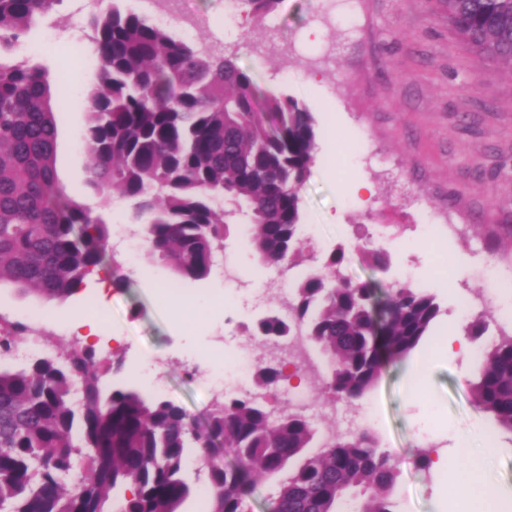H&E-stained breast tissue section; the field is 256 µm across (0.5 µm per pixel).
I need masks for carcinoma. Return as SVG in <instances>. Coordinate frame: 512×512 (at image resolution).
<instances>
[{
  "mask_svg": "<svg viewBox=\"0 0 512 512\" xmlns=\"http://www.w3.org/2000/svg\"><path fill=\"white\" fill-rule=\"evenodd\" d=\"M56 0H0V283L64 301L112 259L109 224L58 185L56 135L66 98L52 101L43 68L14 62V46ZM456 33L512 73V0H445ZM88 27L96 75L84 145L94 164L86 184L104 203H125L149 252L179 279H206L230 225L252 226L258 262L279 265L302 250L300 190L315 160L313 113L262 90L231 59L173 37L149 17L109 0ZM338 249L298 280L289 314H273L254 336H304L331 359L326 389L362 397L384 369L430 336L441 308L410 284H355ZM24 327L0 329V356ZM476 404L512 432V336L480 350ZM35 356L0 370V512H178L191 492L190 450L224 439L238 462L207 461L210 512H250L255 473L283 475L272 512H338L350 493L359 512H395L394 458L367 431L333 436L311 453L316 431L300 414L273 417L248 392L227 395L208 415L207 436L187 412L135 386L112 387V361L91 347ZM266 385L281 366L260 365ZM300 464L287 469L290 460ZM83 473L80 492L67 474Z\"/></svg>",
  "mask_w": 512,
  "mask_h": 512,
  "instance_id": "cac0c4a2",
  "label": "carcinoma"
}]
</instances>
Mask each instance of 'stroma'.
I'll return each mask as SVG.
<instances>
[{
    "instance_id": "1",
    "label": "stroma",
    "mask_w": 512,
    "mask_h": 512,
    "mask_svg": "<svg viewBox=\"0 0 512 512\" xmlns=\"http://www.w3.org/2000/svg\"><path fill=\"white\" fill-rule=\"evenodd\" d=\"M184 12L197 21L187 32L180 19H161L177 38H204L218 52L250 73L264 89L277 88L312 112L317 129V158L301 189L304 241L296 276L316 269L320 259L343 248V273L352 281L408 282L435 295L441 305L432 337L411 360L430 364L416 394L404 365L389 368L363 397L346 401L323 388L330 362L320 351L317 370L304 374L302 386L323 403L347 414L372 409L360 430L371 432L394 456L397 512H457L439 508L435 495L444 480L421 470L418 455L446 446L473 422L493 440L495 452L486 475L501 512H512V433L497 429L481 412L472 384L482 364L477 357H443L436 346L447 334L448 316L459 312V296L482 291L488 266L501 275L491 305L475 307L489 325L482 345L512 335L503 317L512 300V75L498 63L480 59L448 24L442 0H280L264 19L253 18L244 0H184ZM88 10L81 0H57L48 18L26 37L30 50H18L44 67L51 87H63L67 108L57 126L56 174L66 191L94 202L86 185L90 156L83 145L92 70L83 65L88 47ZM247 27H240V19ZM362 180L373 195L361 203L340 195L338 178ZM95 204L109 224L129 223L122 203ZM391 257L388 271L371 268L362 247ZM470 257L467 270L454 268V254ZM109 281L101 333L122 340L109 354L114 384L127 382L142 361L159 365L156 384L163 398L189 415L205 419L216 401L211 390V351L228 358L254 354L269 360V344L251 333L255 321L274 308L257 307L253 295L264 284L225 280L212 270L202 281L176 280L148 250L134 262L124 257L102 271ZM177 283L184 298L208 300L215 292L235 305L212 313L203 332L187 331L172 316L157 287ZM100 283L64 301H45L0 286V319L39 310L54 316L96 301Z\"/></svg>"
}]
</instances>
